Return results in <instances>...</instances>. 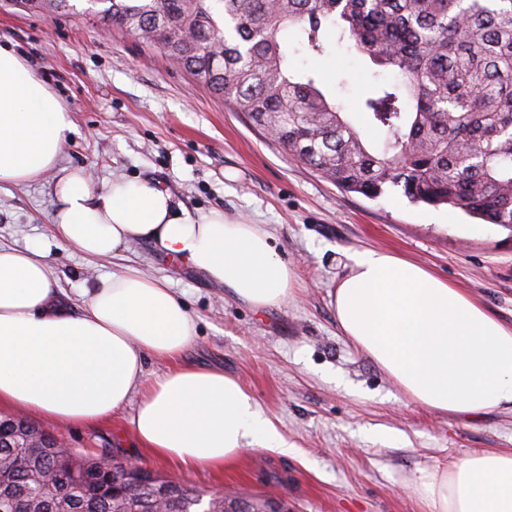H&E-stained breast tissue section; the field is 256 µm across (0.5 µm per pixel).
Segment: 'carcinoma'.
<instances>
[{"instance_id": "1", "label": "carcinoma", "mask_w": 512, "mask_h": 512, "mask_svg": "<svg viewBox=\"0 0 512 512\" xmlns=\"http://www.w3.org/2000/svg\"><path fill=\"white\" fill-rule=\"evenodd\" d=\"M89 16L159 48L266 137L339 188L378 198L394 187L412 204L447 206L512 226V0H104L92 12L54 0L51 17ZM336 30L357 53L398 71L361 102L379 148L316 77L289 71L282 35L315 55ZM20 418L0 417L4 512H201L197 490L161 484L91 457L18 448Z\"/></svg>"}]
</instances>
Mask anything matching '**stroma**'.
I'll return each mask as SVG.
<instances>
[{
  "label": "stroma",
  "instance_id": "obj_1",
  "mask_svg": "<svg viewBox=\"0 0 512 512\" xmlns=\"http://www.w3.org/2000/svg\"><path fill=\"white\" fill-rule=\"evenodd\" d=\"M0 40L35 64L70 110L75 130L60 167L96 180H149L192 217L266 225L293 272L287 300L257 309L189 265L143 242L121 256L87 258L52 246L60 296L83 311L86 291L127 265L167 280L186 305L197 335L186 353L200 367L240 380L293 446L283 456L246 449L224 468L182 467L138 448L139 398L104 422L33 425L82 454L132 459L181 477L207 493L286 512H436L418 490L421 469L448 466L471 451L512 448V413L447 414L413 401L336 324L331 296L353 253L383 250L416 262L512 323V230L447 207L410 204L399 191L372 199L339 189L268 142L242 113L196 83L161 51L86 17L48 18L0 6ZM291 70L316 74L323 89L370 145L362 99L375 81H398L368 56L331 41L324 56L284 38ZM49 173L25 185L0 184V244L24 247L49 236L56 206Z\"/></svg>",
  "mask_w": 512,
  "mask_h": 512
}]
</instances>
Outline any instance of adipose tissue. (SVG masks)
<instances>
[{
  "instance_id": "1",
  "label": "adipose tissue",
  "mask_w": 512,
  "mask_h": 512,
  "mask_svg": "<svg viewBox=\"0 0 512 512\" xmlns=\"http://www.w3.org/2000/svg\"><path fill=\"white\" fill-rule=\"evenodd\" d=\"M73 130L30 60L0 41V183L21 185L56 169ZM53 191L54 239L86 256L147 242L255 307L288 297L290 270L262 225L219 211L195 219L150 181L118 177L99 186L81 168L61 175ZM50 242L0 245V408L75 425L109 419L136 394L137 441L155 457L221 468L249 448L292 452L237 379L185 362L195 322L166 282L129 267L73 312L59 297ZM332 304L341 332L419 404L456 414L512 410V324L421 265L355 253ZM150 355L172 369L147 380ZM419 490L439 512H512V449L422 469Z\"/></svg>"
}]
</instances>
